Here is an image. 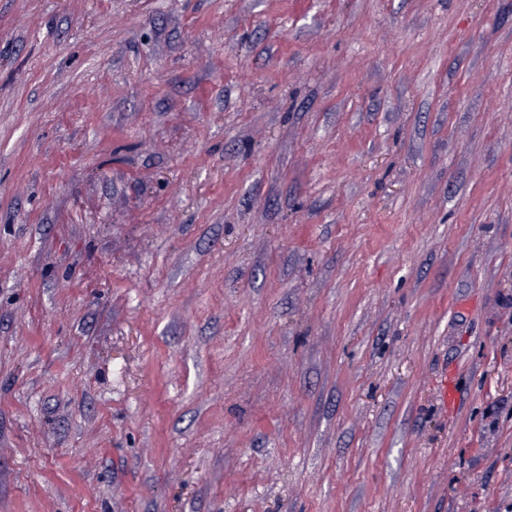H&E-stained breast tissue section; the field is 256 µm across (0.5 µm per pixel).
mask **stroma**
<instances>
[{
    "label": "stroma",
    "mask_w": 512,
    "mask_h": 512,
    "mask_svg": "<svg viewBox=\"0 0 512 512\" xmlns=\"http://www.w3.org/2000/svg\"><path fill=\"white\" fill-rule=\"evenodd\" d=\"M0 512H512V0H0Z\"/></svg>",
    "instance_id": "1"
}]
</instances>
